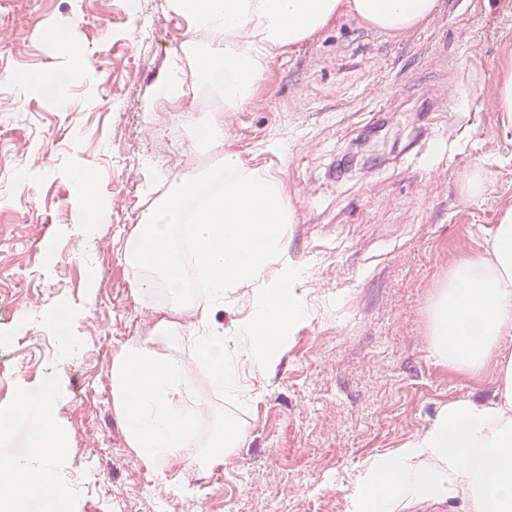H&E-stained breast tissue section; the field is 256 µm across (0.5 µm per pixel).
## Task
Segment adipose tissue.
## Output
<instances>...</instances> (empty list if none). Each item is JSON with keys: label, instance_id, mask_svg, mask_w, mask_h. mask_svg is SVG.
Returning a JSON list of instances; mask_svg holds the SVG:
<instances>
[{"label": "adipose tissue", "instance_id": "obj_1", "mask_svg": "<svg viewBox=\"0 0 512 512\" xmlns=\"http://www.w3.org/2000/svg\"><path fill=\"white\" fill-rule=\"evenodd\" d=\"M189 19L182 59L194 64L198 84L218 94L225 111H238L260 84L269 62L321 30L341 12L385 33L401 34L431 17L438 0H172ZM193 143L217 152L195 174L142 167L149 205L128 235L125 262L147 298L162 296L168 309L145 336L112 362V407L129 447L157 474L174 460L214 468L223 465L245 433L224 417L208 443L197 425L210 411L172 353L189 339V353L211 384L239 391L237 365L224 351V327L210 322L236 288L252 290L251 316L233 333L256 366H264L306 319L296 292L301 273L285 257L293 211L279 178L246 166L224 148L215 121H199ZM204 279V294L195 291ZM434 355L450 369L481 373L503 336L512 333V207L502 214L483 253L461 259L442 281L429 310ZM498 361L493 396L462 397L442 406L431 425L401 448L373 459L353 494V512H395L400 502L463 498L465 512H512V356ZM31 433L30 454L6 464L12 478L0 499L37 502L57 482L50 466L66 445L51 428V401Z\"/></svg>", "mask_w": 512, "mask_h": 512}]
</instances>
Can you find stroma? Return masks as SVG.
I'll list each match as a JSON object with an SVG mask.
<instances>
[{
	"label": "stroma",
	"mask_w": 512,
	"mask_h": 512,
	"mask_svg": "<svg viewBox=\"0 0 512 512\" xmlns=\"http://www.w3.org/2000/svg\"><path fill=\"white\" fill-rule=\"evenodd\" d=\"M142 3L125 16L120 0H0V409L19 389L31 396L0 460L27 453L28 424L49 394L66 437L50 512H351L372 459L420 436L448 401L494 389V365L464 375L435 360L428 309L449 269L483 252L512 207V131L489 105L512 58V0H440L397 35L339 14L277 54L249 103L227 114L195 85L146 111L188 22L171 0ZM45 72L69 75L65 100L18 93L14 76ZM444 98L449 112L436 111ZM211 115L226 150L283 183L295 211L286 256L303 271L309 317L263 369L227 338L246 401L215 392L179 346L212 411L200 438L225 415L247 436L223 466L177 461L162 478L112 410L113 359L160 316L159 301L133 287L124 249L147 205L144 160L172 174L205 164L191 131ZM373 130L383 149L348 171L342 158ZM80 167L107 207L87 230L76 222ZM59 309L72 316L69 355L47 320Z\"/></svg>",
	"instance_id": "obj_1"
}]
</instances>
